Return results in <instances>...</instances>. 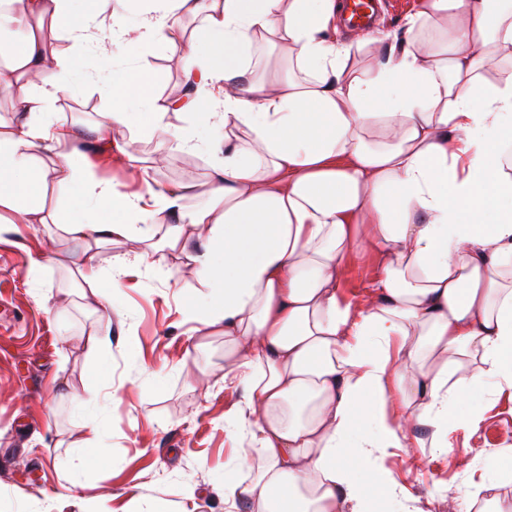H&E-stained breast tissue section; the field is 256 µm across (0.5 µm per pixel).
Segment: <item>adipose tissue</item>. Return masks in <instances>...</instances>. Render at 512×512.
Wrapping results in <instances>:
<instances>
[{
    "label": "adipose tissue",
    "mask_w": 512,
    "mask_h": 512,
    "mask_svg": "<svg viewBox=\"0 0 512 512\" xmlns=\"http://www.w3.org/2000/svg\"><path fill=\"white\" fill-rule=\"evenodd\" d=\"M0 28V89L19 120H0V224H58L78 248L91 308L167 227L153 267L185 259L209 298L187 312L192 334L224 337V381L244 404L224 419L260 456L249 483L224 480L225 512H377L359 464L409 447L418 425L433 447L474 427L465 407L483 382L512 385V8L499 0H424L409 39L385 59L351 62L335 39L336 0H9ZM137 28L123 25L126 13ZM197 20L186 32L187 19ZM49 25L71 40L48 50ZM137 54L160 42L191 97L161 99L150 77L102 83L111 110L98 135L130 127L129 104L168 152H206L205 187L161 185L126 141L114 153L141 175L126 194L98 178L76 125L53 120L68 74L106 43ZM268 49L264 68L246 62ZM224 137L201 142L199 127ZM493 130L497 139L486 138ZM72 205L47 212L48 176ZM130 250L102 273L91 240ZM378 254L370 299L341 291L347 256ZM370 432L353 435L358 409ZM501 476L471 484L461 512H512Z\"/></svg>",
    "instance_id": "1"
}]
</instances>
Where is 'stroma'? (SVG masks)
<instances>
[{
  "mask_svg": "<svg viewBox=\"0 0 512 512\" xmlns=\"http://www.w3.org/2000/svg\"><path fill=\"white\" fill-rule=\"evenodd\" d=\"M106 60L107 67L92 62L71 75L74 92L52 113L85 130L98 177L121 189L131 185L130 173L103 163L104 144L89 133L108 107L99 82H125L146 69L166 97L181 90L182 77L158 43L141 60L120 50ZM209 163L204 153L173 152L156 179L201 183ZM71 250L56 224L0 235V512H99L106 496L117 512H224V478L252 453L224 429L225 413L243 394L222 379L223 336L191 335L183 320L202 292L194 274L181 265L169 278L148 270L129 277L107 321L72 280ZM39 253L49 260L32 283L29 260ZM348 264L342 291L359 303L381 260L356 251ZM103 335L112 342L107 370L86 348L88 337ZM95 404L104 409L106 454L77 478L75 445ZM467 410L479 423L451 432L448 451L416 445L384 458L412 512H457L471 483L512 466V387L476 389Z\"/></svg>",
  "mask_w": 512,
  "mask_h": 512,
  "instance_id": "1",
  "label": "stroma"
}]
</instances>
